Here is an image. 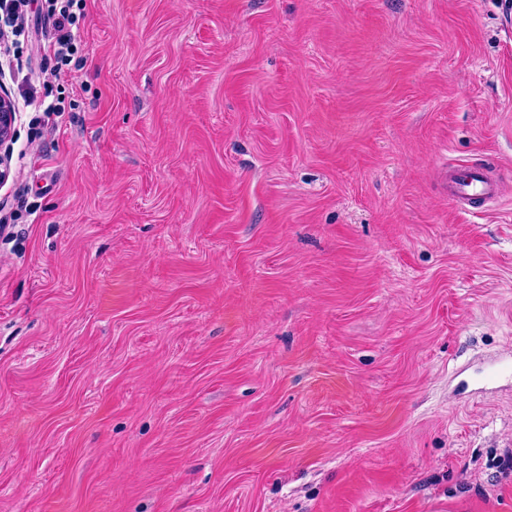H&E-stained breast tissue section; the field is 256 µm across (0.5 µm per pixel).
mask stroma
<instances>
[{
  "label": "stroma",
  "mask_w": 512,
  "mask_h": 512,
  "mask_svg": "<svg viewBox=\"0 0 512 512\" xmlns=\"http://www.w3.org/2000/svg\"><path fill=\"white\" fill-rule=\"evenodd\" d=\"M40 6L0 512H512V0H87L57 76ZM446 190L451 201L470 203L477 198L491 203L501 197L502 182L485 168L459 166L448 173Z\"/></svg>",
  "instance_id": "stroma-1"
}]
</instances>
